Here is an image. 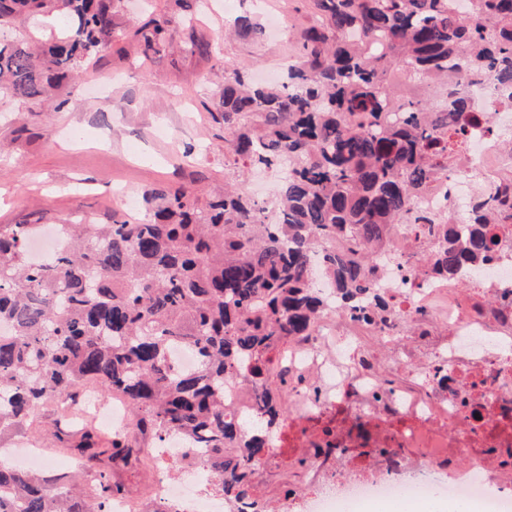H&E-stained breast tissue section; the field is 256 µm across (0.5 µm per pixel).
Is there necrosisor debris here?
<instances>
[{"mask_svg": "<svg viewBox=\"0 0 512 512\" xmlns=\"http://www.w3.org/2000/svg\"><path fill=\"white\" fill-rule=\"evenodd\" d=\"M461 89L473 104L459 120L465 129L463 152L489 173L484 187L489 194L498 186V172L512 169V154L497 146L512 137V87L469 79ZM476 191L467 172H444L417 206L442 219L449 206L464 210ZM495 230L500 250L465 273L466 282L491 295L490 307L460 309L447 299L445 285L416 275L413 255L426 238L414 225L393 224L389 245L397 261L381 263L377 277L387 288V322H358L331 310L311 336L289 349L285 367L296 417L316 421L340 410L371 421L386 413L398 425L401 447L416 450L419 459L406 469L355 462L348 476L327 488L311 480L301 512H345L362 501L406 495L512 512V495L492 485L493 477H512L511 459H474L460 477L443 479L434 471L435 462L455 452L468 455L480 443L512 447V224ZM367 336L395 340L394 363L422 373L425 390L385 391L378 361L363 344ZM149 495L159 512H238L195 468L185 476L156 470Z\"/></svg>", "mask_w": 512, "mask_h": 512, "instance_id": "4bbe7bcc", "label": "necrosis or debris"}]
</instances>
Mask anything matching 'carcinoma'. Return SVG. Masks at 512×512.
<instances>
[{
	"label": "carcinoma",
	"instance_id": "cac0c4a2",
	"mask_svg": "<svg viewBox=\"0 0 512 512\" xmlns=\"http://www.w3.org/2000/svg\"><path fill=\"white\" fill-rule=\"evenodd\" d=\"M316 23L276 84H256L224 67L214 119L230 136L233 171L281 170L276 195L261 202L224 182L201 199L185 190L144 192L150 217L135 223L58 224L68 246L37 261L27 252L39 224L0 225V445L27 433L38 413L80 381L121 398L125 432L84 428L75 448L81 473L69 486L28 473L0 454V512H109V464L128 465L138 440L158 447L175 435L203 449L216 490L263 512L253 469L272 452L288 418L286 372L275 355L313 330L327 308L311 283L321 266L339 312L358 319L389 307L370 272L388 252L390 224H430L414 211L442 165L459 167L464 95L410 96L396 75L440 87L448 73L512 86V0H314ZM122 0H0V29L19 15L60 13L63 37L30 44L0 39V98L40 105L106 52ZM164 13L138 28L141 53L158 54L170 28ZM277 212L274 224L264 212ZM512 219V180L498 196L479 194L465 225L422 248L417 273L446 285L498 246L493 225ZM194 351L197 368L170 360ZM255 391L257 409L224 405V388Z\"/></svg>",
	"mask_w": 512,
	"mask_h": 512
}]
</instances>
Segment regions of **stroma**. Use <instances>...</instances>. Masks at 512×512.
<instances>
[{
	"mask_svg": "<svg viewBox=\"0 0 512 512\" xmlns=\"http://www.w3.org/2000/svg\"><path fill=\"white\" fill-rule=\"evenodd\" d=\"M174 0H123L121 24L110 49L67 85L61 107L42 105L31 111L27 101L0 99V224H80L144 218L145 190L183 188L203 195L224 182L228 159L224 128L210 114L221 68L230 63L263 76L298 56L301 30L313 20L310 0H209L199 11L185 0L189 26L171 29L166 49L143 58L135 31L151 15L175 10ZM250 17V29L225 35L236 17ZM211 43L207 54L185 50L189 39ZM301 438L277 471L258 483L259 495L279 506L288 490L306 486L308 470L300 465L313 443H325L331 431L347 434L346 456L322 462L323 476L344 475L355 457L407 458L392 429L369 430L359 438L349 416H328L298 424ZM53 411L20 440L41 448L73 474L77 450L57 444L68 434ZM177 471L175 459L156 453L149 462L112 468V479L126 494L145 495L152 471Z\"/></svg>",
	"mask_w": 512,
	"mask_h": 512,
	"instance_id": "obj_1",
	"label": "stroma"
}]
</instances>
